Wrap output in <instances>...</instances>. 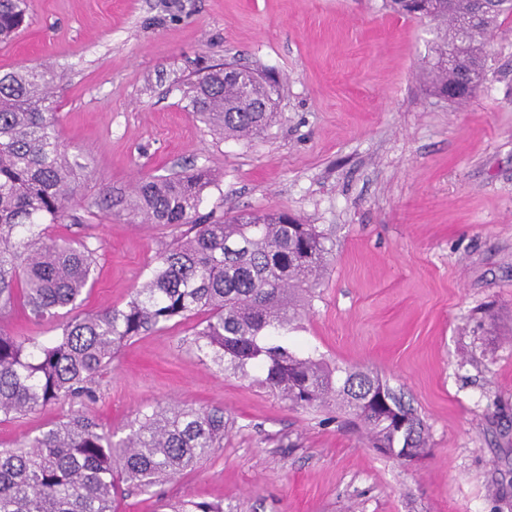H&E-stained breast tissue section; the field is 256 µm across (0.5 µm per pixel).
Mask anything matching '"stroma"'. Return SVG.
Wrapping results in <instances>:
<instances>
[{
  "label": "stroma",
  "instance_id": "stroma-1",
  "mask_svg": "<svg viewBox=\"0 0 512 512\" xmlns=\"http://www.w3.org/2000/svg\"><path fill=\"white\" fill-rule=\"evenodd\" d=\"M434 23L383 0H30L0 71L41 66L63 148L84 165L52 238L97 252L82 306L121 308L179 229L102 215L104 188L209 167L202 213L283 211L332 253L310 315L288 339L368 370L423 421L408 466L329 405L303 408L219 370L182 319L124 344L82 411L123 438L138 414L220 409L224 444L175 480L122 500L224 512H512V16L491 31L488 77L460 105L432 95ZM234 60L277 74L278 116L227 140L187 109L197 68ZM50 404L0 422L9 446L64 417Z\"/></svg>",
  "mask_w": 512,
  "mask_h": 512
}]
</instances>
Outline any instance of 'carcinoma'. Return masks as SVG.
Wrapping results in <instances>:
<instances>
[{
	"label": "carcinoma",
	"instance_id": "obj_1",
	"mask_svg": "<svg viewBox=\"0 0 512 512\" xmlns=\"http://www.w3.org/2000/svg\"><path fill=\"white\" fill-rule=\"evenodd\" d=\"M404 16L437 24V62L427 73L432 95L456 85L460 101L487 79L486 36L512 6L477 11V0H386ZM29 0H0V43L26 23ZM453 49L472 74L467 82L443 58ZM57 75L39 67L0 72V317L20 308L55 325L35 342L0 328V421L61 400H92L96 378L125 342L180 318L199 316L192 343L217 366L260 383L300 407L334 404L362 422L377 448L426 452L414 410L372 373L330 368L288 344L300 328L332 252L314 224L280 212H243L226 220L199 215L208 168L138 181L126 196L96 202L147 224L184 228L160 249L148 278L123 309L84 313L96 250L51 239L77 203L83 165L59 147L51 90ZM279 82L259 84L240 69L226 82L210 71L186 91L192 112L224 138H251L275 120ZM224 411L165 406L112 433L73 411L9 448L0 449V512H118L135 488L143 493L181 475L224 441ZM171 512H223L186 500Z\"/></svg>",
	"mask_w": 512,
	"mask_h": 512
}]
</instances>
